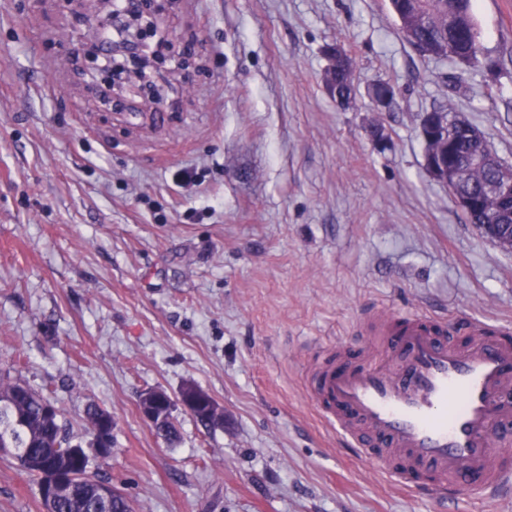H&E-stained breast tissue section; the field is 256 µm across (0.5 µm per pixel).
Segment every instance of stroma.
<instances>
[{
    "label": "stroma",
    "mask_w": 512,
    "mask_h": 512,
    "mask_svg": "<svg viewBox=\"0 0 512 512\" xmlns=\"http://www.w3.org/2000/svg\"><path fill=\"white\" fill-rule=\"evenodd\" d=\"M100 7L0 0V378L44 390L85 447L87 407L108 410L99 471L137 512H445L359 463L304 379L373 312L512 327V250L428 174L419 131L443 107L512 164V0L474 6L494 76L421 58L387 0H167L182 57L132 112L102 110L68 54ZM336 43L350 108L324 84ZM189 384L229 423L177 407L171 445L139 399ZM0 512H43L3 455Z\"/></svg>",
    "instance_id": "1"
}]
</instances>
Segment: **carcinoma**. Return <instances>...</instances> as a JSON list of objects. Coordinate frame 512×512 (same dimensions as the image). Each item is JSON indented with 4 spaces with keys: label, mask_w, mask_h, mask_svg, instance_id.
Masks as SVG:
<instances>
[{
    "label": "carcinoma",
    "mask_w": 512,
    "mask_h": 512,
    "mask_svg": "<svg viewBox=\"0 0 512 512\" xmlns=\"http://www.w3.org/2000/svg\"><path fill=\"white\" fill-rule=\"evenodd\" d=\"M389 7L394 14L408 15L407 25L400 32L420 56L494 72L495 64L485 56L474 20V0H389ZM331 97L343 98L348 104L354 101L351 61H346L344 73L336 76ZM445 116L452 158L469 167L466 180L455 192L481 196L495 178L490 168L469 166L468 157L480 149L481 140L470 135V129L462 126L459 119L448 112ZM466 217L476 226L512 224V216L491 202L471 210ZM50 404V397L42 390L18 381L0 380V452L11 454L26 475L39 481L47 466H70L64 452L71 447L69 432L60 420L61 412L47 414ZM85 415L91 430L104 419L112 420V414L97 405L88 406ZM108 486H112L110 480L84 471L68 494L51 506L45 501L42 506L46 512H134L128 497L120 493L104 497L102 490Z\"/></svg>",
    "instance_id": "cac0c4a2"
}]
</instances>
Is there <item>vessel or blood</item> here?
Listing matches in <instances>:
<instances>
[{
  "label": "vessel or blood",
  "mask_w": 512,
  "mask_h": 512,
  "mask_svg": "<svg viewBox=\"0 0 512 512\" xmlns=\"http://www.w3.org/2000/svg\"><path fill=\"white\" fill-rule=\"evenodd\" d=\"M374 340L338 347L305 391L354 454L441 501L512 487V329L419 312L371 314Z\"/></svg>",
  "instance_id": "1"
}]
</instances>
